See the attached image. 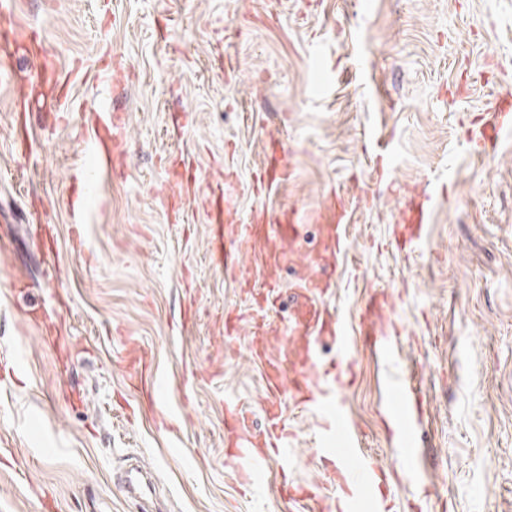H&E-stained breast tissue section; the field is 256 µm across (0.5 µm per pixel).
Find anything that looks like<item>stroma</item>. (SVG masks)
Returning a JSON list of instances; mask_svg holds the SVG:
<instances>
[{
	"label": "stroma",
	"instance_id": "obj_1",
	"mask_svg": "<svg viewBox=\"0 0 512 512\" xmlns=\"http://www.w3.org/2000/svg\"><path fill=\"white\" fill-rule=\"evenodd\" d=\"M60 73L75 63L67 109L25 117L31 157L12 146L11 84L0 82V356L21 359L0 383V512H141L113 475L137 460L165 512H279L266 482L243 489L224 464V401L263 428V368L242 323L225 344L218 315L249 297L211 265L197 204L183 222L161 204L166 173L188 157L200 181L238 174L237 221L258 205L290 208L304 252L320 244L329 194L351 216L353 255L334 303L357 323L368 297L393 291L401 368L422 373L431 416L412 448L391 447L384 370L360 354L340 391L365 450L387 466L390 512H512V131L476 143L493 97L512 99V0H17ZM131 70L125 88L104 52ZM328 78H321V70ZM128 115L127 169L93 171L90 108ZM290 172L264 199L246 188L269 138ZM436 194L415 250L391 231L411 195ZM66 268L53 278L52 261ZM149 347L160 408L181 428L128 423L138 396L121 339ZM292 478L327 502L340 488L314 445L319 421L289 394Z\"/></svg>",
	"mask_w": 512,
	"mask_h": 512
}]
</instances>
